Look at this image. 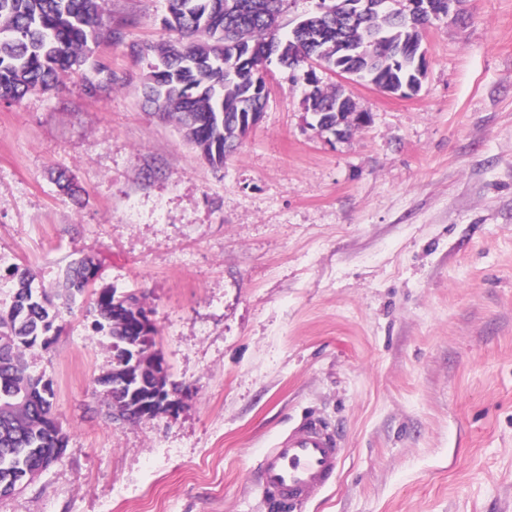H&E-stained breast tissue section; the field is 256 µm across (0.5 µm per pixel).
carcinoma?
<instances>
[{
    "instance_id": "1",
    "label": "carcinoma",
    "mask_w": 512,
    "mask_h": 512,
    "mask_svg": "<svg viewBox=\"0 0 512 512\" xmlns=\"http://www.w3.org/2000/svg\"><path fill=\"white\" fill-rule=\"evenodd\" d=\"M286 0H167L164 27L175 40L156 48L158 63L143 81L146 102L161 116L174 121L189 143L212 165L222 166L234 150L239 125L247 123L246 102L263 110L266 95L253 93L254 76L247 64H232L231 50L241 45L245 54L258 57L275 39L286 42L280 18ZM106 26L103 0H0V100L11 102L37 87L55 88L64 76L80 71L103 74V82L86 78L89 90L112 83V73L93 59L100 31ZM421 22L401 12L396 4L366 22L378 38L376 53L368 58H336V41L354 43L362 33L344 28L336 17L319 21L318 38L306 40L303 31L292 41L295 54L316 55L328 70L346 64L361 71L363 81L377 86L416 78L426 64L421 54ZM313 97L323 116L336 120V90L320 87L311 73ZM13 300L0 310V335L11 341L0 346V403H11V417L0 420V495L23 484V476L36 463L43 448L67 447V436L53 437L47 426L57 417L54 390L39 389L42 379L28 372L25 352L49 349L64 317L88 288L93 270L74 262L65 270L56 296L36 284L29 268H14ZM117 289L98 293L93 312V332L129 336L138 310L116 304Z\"/></svg>"
}]
</instances>
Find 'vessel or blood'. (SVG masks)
<instances>
[{"mask_svg": "<svg viewBox=\"0 0 512 512\" xmlns=\"http://www.w3.org/2000/svg\"><path fill=\"white\" fill-rule=\"evenodd\" d=\"M344 450L342 441L317 421H306L266 449L257 464L265 503L273 512L301 508L336 478Z\"/></svg>", "mask_w": 512, "mask_h": 512, "instance_id": "vessel-or-blood-1", "label": "vessel or blood"}]
</instances>
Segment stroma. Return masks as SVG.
I'll list each match as a JSON object with an SVG mask.
<instances>
[{
	"label": "stroma",
	"mask_w": 512,
	"mask_h": 512,
	"mask_svg": "<svg viewBox=\"0 0 512 512\" xmlns=\"http://www.w3.org/2000/svg\"><path fill=\"white\" fill-rule=\"evenodd\" d=\"M165 6L106 0L112 86L0 102V309L14 266L49 290L98 269L26 354L67 446L0 512H267L257 460L309 415L345 452L301 512H512V0L430 29L415 96L352 85L372 120L347 143L306 130L303 70L269 66L219 168L142 104ZM112 287L152 310L173 415L104 414L89 307Z\"/></svg>",
	"instance_id": "stroma-1"
}]
</instances>
